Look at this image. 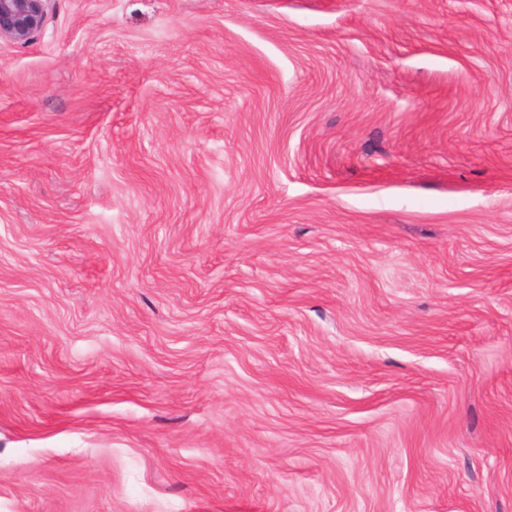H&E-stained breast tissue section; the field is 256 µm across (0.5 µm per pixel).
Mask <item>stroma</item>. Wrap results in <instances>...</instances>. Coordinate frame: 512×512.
Masks as SVG:
<instances>
[{
  "instance_id": "35a3bbf8",
  "label": "stroma",
  "mask_w": 512,
  "mask_h": 512,
  "mask_svg": "<svg viewBox=\"0 0 512 512\" xmlns=\"http://www.w3.org/2000/svg\"><path fill=\"white\" fill-rule=\"evenodd\" d=\"M0 512H512V0L0 43Z\"/></svg>"
}]
</instances>
